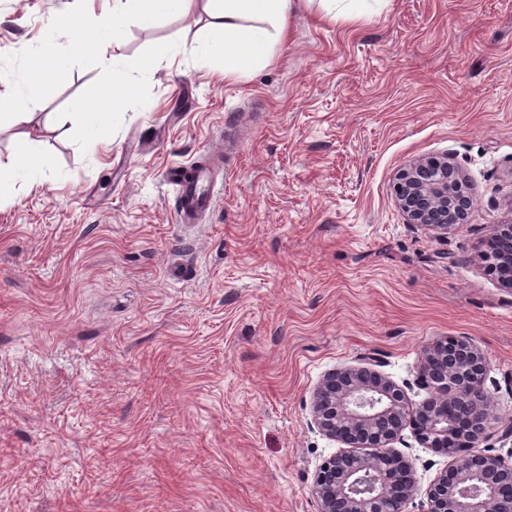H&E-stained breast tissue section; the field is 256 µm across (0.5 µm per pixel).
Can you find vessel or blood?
<instances>
[{
	"mask_svg": "<svg viewBox=\"0 0 512 512\" xmlns=\"http://www.w3.org/2000/svg\"><path fill=\"white\" fill-rule=\"evenodd\" d=\"M166 182L173 186L177 193L179 218L182 223L189 224L213 203L217 177L207 166L170 168L165 176Z\"/></svg>",
	"mask_w": 512,
	"mask_h": 512,
	"instance_id": "b4317fda",
	"label": "vessel or blood"
}]
</instances>
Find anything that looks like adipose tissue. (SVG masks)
<instances>
[{
    "mask_svg": "<svg viewBox=\"0 0 512 512\" xmlns=\"http://www.w3.org/2000/svg\"><path fill=\"white\" fill-rule=\"evenodd\" d=\"M194 0H112L107 20L108 45L119 44L130 24L149 25L158 15H189ZM214 37L201 46L204 55L221 54L225 75L244 74L263 65L271 46L288 31L291 0H209Z\"/></svg>",
    "mask_w": 512,
    "mask_h": 512,
    "instance_id": "adipose-tissue-1",
    "label": "adipose tissue"
}]
</instances>
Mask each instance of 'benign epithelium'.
<instances>
[{
	"label": "benign epithelium",
	"instance_id": "1",
	"mask_svg": "<svg viewBox=\"0 0 512 512\" xmlns=\"http://www.w3.org/2000/svg\"><path fill=\"white\" fill-rule=\"evenodd\" d=\"M464 192L448 159L417 161L403 169L396 200L409 223L447 229L465 218ZM487 362L471 338L448 337L427 348L417 380L430 396L412 405L402 387L370 367L326 372L312 392L311 425L325 437L366 453L324 459L313 480L319 512H409L418 494L414 459L393 443L409 428L419 445L451 461L427 488L422 512H512L504 499L512 462L486 448L512 434V426L484 421L492 410L485 387Z\"/></svg>",
	"mask_w": 512,
	"mask_h": 512
}]
</instances>
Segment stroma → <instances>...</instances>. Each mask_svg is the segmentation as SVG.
Wrapping results in <instances>:
<instances>
[{"mask_svg": "<svg viewBox=\"0 0 512 512\" xmlns=\"http://www.w3.org/2000/svg\"><path fill=\"white\" fill-rule=\"evenodd\" d=\"M206 0L130 25L149 60L101 129L50 132L105 102L95 46L112 0H0V62L40 54L48 97L0 99V160L48 158L0 198V503L11 512H318L311 395L367 358L418 403L425 349H483L512 423V290L479 257L512 222V0H376L325 17L293 0L288 39L225 75L204 61ZM84 34L77 58L57 47ZM450 158L473 205L408 223L397 173ZM174 163L223 165L179 223ZM332 3L334 10V19L342 18H360L367 16L372 9L373 2L376 0H326Z\"/></svg>", "mask_w": 512, "mask_h": 512, "instance_id": "obj_1", "label": "stroma"}]
</instances>
